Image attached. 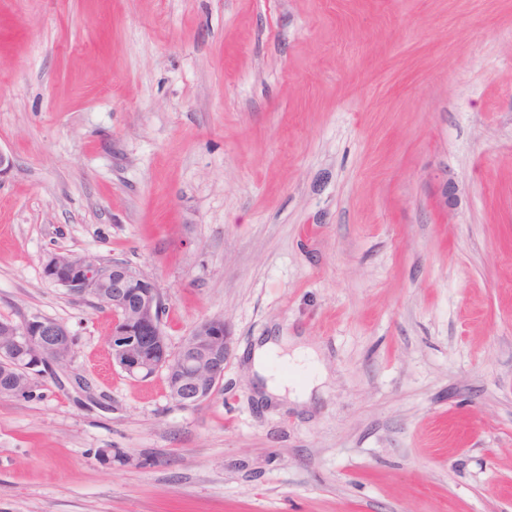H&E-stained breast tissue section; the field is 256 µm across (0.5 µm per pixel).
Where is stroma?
I'll return each instance as SVG.
<instances>
[{
	"instance_id": "1",
	"label": "stroma",
	"mask_w": 512,
	"mask_h": 512,
	"mask_svg": "<svg viewBox=\"0 0 512 512\" xmlns=\"http://www.w3.org/2000/svg\"><path fill=\"white\" fill-rule=\"evenodd\" d=\"M0 512H512V0H0ZM154 278L213 398L113 365L52 252ZM324 382L267 400L263 336ZM74 345L72 332L55 319L34 316L21 324L0 320V364L17 374L10 384L12 372L0 366V386L10 384L1 397L27 396L38 377L67 361Z\"/></svg>"
}]
</instances>
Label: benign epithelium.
<instances>
[{
  "mask_svg": "<svg viewBox=\"0 0 512 512\" xmlns=\"http://www.w3.org/2000/svg\"><path fill=\"white\" fill-rule=\"evenodd\" d=\"M42 273L75 298L109 302L112 363L127 375L148 378L164 372L170 397L185 408L211 399L227 361L224 317L201 319L173 351L162 323L164 298L152 277L121 261L70 253L48 254ZM74 345L72 332L55 319L0 320V364L17 374L0 395H28L38 377L67 361Z\"/></svg>",
  "mask_w": 512,
  "mask_h": 512,
  "instance_id": "obj_1",
  "label": "benign epithelium"
}]
</instances>
